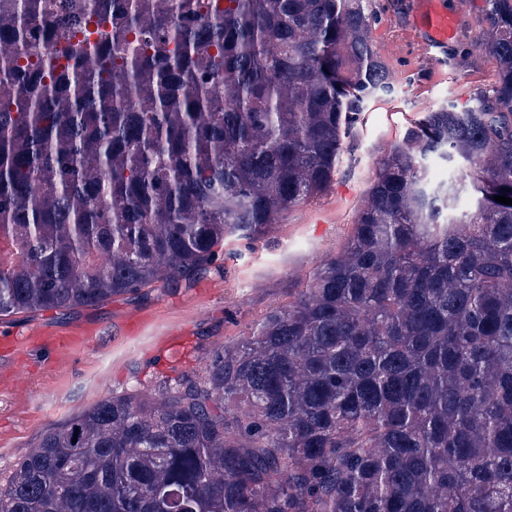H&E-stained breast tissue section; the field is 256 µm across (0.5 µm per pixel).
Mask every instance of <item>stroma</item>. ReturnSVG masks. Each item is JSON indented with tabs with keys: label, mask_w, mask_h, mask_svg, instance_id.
Here are the masks:
<instances>
[{
	"label": "stroma",
	"mask_w": 512,
	"mask_h": 512,
	"mask_svg": "<svg viewBox=\"0 0 512 512\" xmlns=\"http://www.w3.org/2000/svg\"><path fill=\"white\" fill-rule=\"evenodd\" d=\"M400 0H371V39L394 91L362 113L333 180L258 237L227 238L206 274L168 287L70 310L0 317V336L46 328L86 330L68 348L24 345L0 353V485L44 433L90 405L167 379L203 376L212 356L272 307L296 300L324 259L341 253L374 171L426 112L465 106L489 90L497 63L476 45L483 0H464L469 26L445 55L426 62L400 25Z\"/></svg>",
	"instance_id": "35a3bbf8"
}]
</instances>
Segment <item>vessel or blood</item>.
I'll list each match as a JSON object with an SVG mask.
<instances>
[{"label": "vessel or blood", "instance_id": "b4317fda", "mask_svg": "<svg viewBox=\"0 0 512 512\" xmlns=\"http://www.w3.org/2000/svg\"><path fill=\"white\" fill-rule=\"evenodd\" d=\"M400 10L418 47L432 56L446 53L465 26L462 7H449L448 0H402Z\"/></svg>", "mask_w": 512, "mask_h": 512}]
</instances>
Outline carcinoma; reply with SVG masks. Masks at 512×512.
Returning <instances> with one entry per match:
<instances>
[{"mask_svg": "<svg viewBox=\"0 0 512 512\" xmlns=\"http://www.w3.org/2000/svg\"><path fill=\"white\" fill-rule=\"evenodd\" d=\"M369 0H0V316L190 279L323 195L389 95ZM498 77L380 161L342 253L197 379L49 430L0 512H512V0ZM467 164L434 182L429 164Z\"/></svg>", "mask_w": 512, "mask_h": 512, "instance_id": "cac0c4a2", "label": "carcinoma"}]
</instances>
